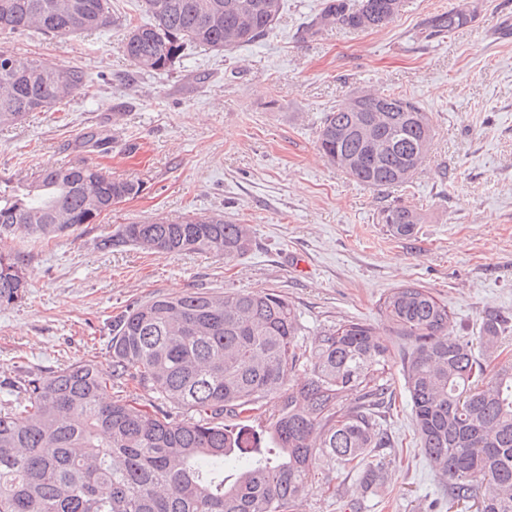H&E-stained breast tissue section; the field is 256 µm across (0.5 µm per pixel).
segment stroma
<instances>
[{"instance_id": "stroma-1", "label": "stroma", "mask_w": 512, "mask_h": 512, "mask_svg": "<svg viewBox=\"0 0 512 512\" xmlns=\"http://www.w3.org/2000/svg\"><path fill=\"white\" fill-rule=\"evenodd\" d=\"M322 0H285L265 40L217 54L194 49L172 70L140 74L125 30L51 38L0 33L21 59L83 69L90 90L62 111L34 112L0 131V176L93 158L144 192L104 219L32 247L25 301L0 307V375L22 364L57 370L82 359L109 368L111 323L157 295L270 288L301 315L306 336L346 320L372 323L404 349L378 314L392 288L416 284L447 302L454 333L476 339L484 311L512 318V0H404L386 26L335 27L307 39ZM476 9L440 41L419 31L435 14ZM400 91L427 112L431 149L412 183L375 190L336 171L316 147L324 112L361 90ZM107 137L105 154L79 138ZM401 202L422 216L398 238L378 221ZM220 214L250 225L253 250L214 254L97 249L133 220ZM384 426L383 481L364 489L336 468L294 512H475L449 507L414 432L400 366Z\"/></svg>"}]
</instances>
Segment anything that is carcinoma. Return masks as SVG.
<instances>
[{"mask_svg": "<svg viewBox=\"0 0 512 512\" xmlns=\"http://www.w3.org/2000/svg\"><path fill=\"white\" fill-rule=\"evenodd\" d=\"M401 7L402 0H325L305 34L335 25L373 30ZM283 11L284 0H142L145 18L125 19L123 52L139 73L166 71L193 48L225 52L258 42ZM473 19L466 9L444 11L428 21L424 38ZM116 22L110 0H0V31L13 34L67 37ZM2 53L12 69L0 71V130L88 90L78 67ZM432 140L414 99L363 91L324 115L317 147L336 170L381 189L408 183ZM141 191L88 159L1 179L0 305L28 295L18 244L94 224ZM379 221L409 238L421 215L394 204ZM253 243L249 225L204 214L123 224L97 248L214 253L231 262ZM378 311L408 345L402 364L414 430L448 501L512 512V359L491 367L472 340L452 335L448 304L428 288H394ZM507 329V317L484 312V354L495 356ZM303 335L297 308L273 289L188 292L113 317L108 371L90 359L45 374L15 368L0 382V512H293L315 481L329 484L316 478L321 458L355 470L366 487L376 484L384 464L372 452L391 447L382 421L396 402L392 348L359 320L320 329L309 346ZM297 371L301 383L288 385ZM156 388L188 416L144 397ZM267 412L270 447L250 433ZM226 416L237 420L231 429Z\"/></svg>", "mask_w": 512, "mask_h": 512, "instance_id": "carcinoma-1", "label": "carcinoma"}]
</instances>
